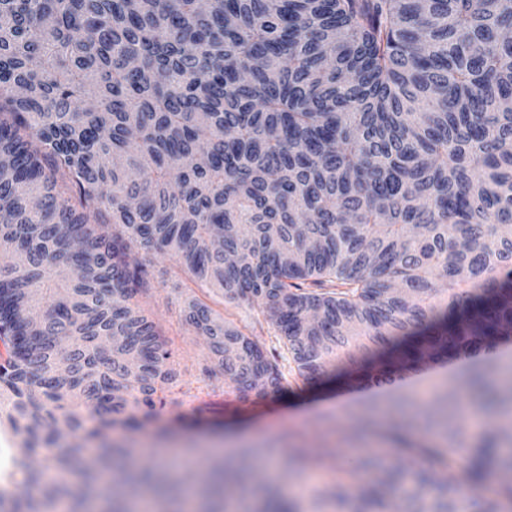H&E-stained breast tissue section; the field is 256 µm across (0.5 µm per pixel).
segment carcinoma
<instances>
[{"label":"carcinoma","instance_id":"carcinoma-1","mask_svg":"<svg viewBox=\"0 0 512 512\" xmlns=\"http://www.w3.org/2000/svg\"><path fill=\"white\" fill-rule=\"evenodd\" d=\"M0 512H110L157 482L128 472L106 431L155 423L182 388L172 351L134 302L148 256L169 254L202 287L262 305L312 385L344 355L349 379L470 360L464 397L446 392L407 421L435 448L394 434L353 489L307 494L309 512H512V0H0ZM69 184L58 185L59 172ZM49 304L43 305L44 296ZM189 321L231 393L281 395L288 373L247 327L191 296ZM101 442L75 488L44 480ZM491 423L466 456L467 404ZM253 453L197 485L198 512H301L245 493ZM413 488L383 503L375 483ZM21 482L18 499L10 486ZM368 504L378 505L370 511ZM157 512H180L162 492Z\"/></svg>","mask_w":512,"mask_h":512}]
</instances>
